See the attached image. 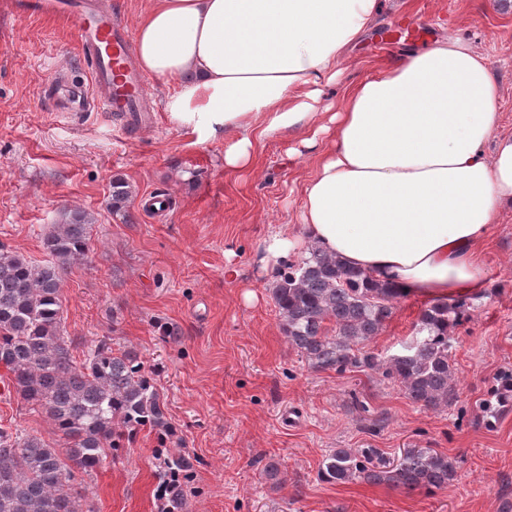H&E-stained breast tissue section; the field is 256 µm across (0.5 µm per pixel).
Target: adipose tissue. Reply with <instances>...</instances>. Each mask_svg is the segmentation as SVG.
<instances>
[{
  "mask_svg": "<svg viewBox=\"0 0 512 512\" xmlns=\"http://www.w3.org/2000/svg\"><path fill=\"white\" fill-rule=\"evenodd\" d=\"M137 64L177 80L170 123L224 138V168L246 172L280 132L330 137L301 190L304 235L274 234L262 267L314 246L408 296L484 290L477 248L512 209V134L489 58L447 33L316 104L382 12V0H150Z\"/></svg>",
  "mask_w": 512,
  "mask_h": 512,
  "instance_id": "1",
  "label": "adipose tissue"
}]
</instances>
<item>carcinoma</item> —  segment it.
I'll return each instance as SVG.
<instances>
[{"mask_svg": "<svg viewBox=\"0 0 512 512\" xmlns=\"http://www.w3.org/2000/svg\"><path fill=\"white\" fill-rule=\"evenodd\" d=\"M131 202L128 182L112 178L109 207L126 224L133 220ZM91 226L87 211H63L44 235L47 258L40 261L0 246V369L8 391L44 414L64 444L57 448L52 440L0 426V512H95L73 485V469L97 470L118 457L138 429L158 439L161 512H186L194 457L171 447L176 429L140 353L133 347L115 352L101 340L78 364L65 335L62 280L87 257ZM272 295L288 344L310 368L374 371L428 409L456 402L452 340L470 319L471 298L433 301L412 336L382 356L369 344L401 298L395 286L312 247L279 271ZM481 409L488 420L512 410V370L496 378ZM455 477V460L432 448L408 449L396 463L377 448H334L319 471L328 483H387L408 492L440 490Z\"/></svg>", "mask_w": 512, "mask_h": 512, "instance_id": "cac0c4a2", "label": "carcinoma"}]
</instances>
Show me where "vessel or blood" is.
<instances>
[{
    "instance_id": "vessel-or-blood-1",
    "label": "vessel or blood",
    "mask_w": 512,
    "mask_h": 512,
    "mask_svg": "<svg viewBox=\"0 0 512 512\" xmlns=\"http://www.w3.org/2000/svg\"><path fill=\"white\" fill-rule=\"evenodd\" d=\"M20 15H51L73 25L80 56L88 65L95 88L94 100L106 112L136 111L147 79L130 60L131 34L118 14L97 0H12Z\"/></svg>"
}]
</instances>
